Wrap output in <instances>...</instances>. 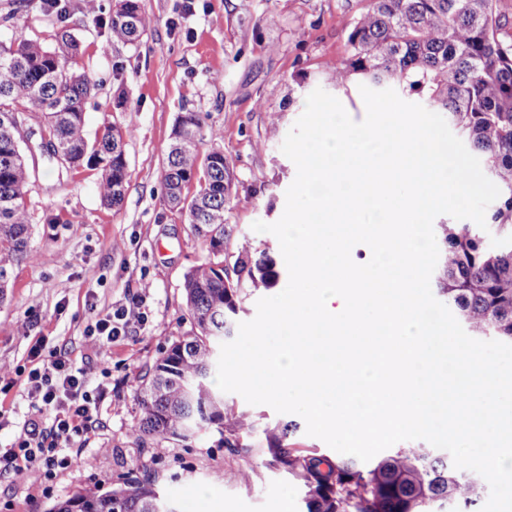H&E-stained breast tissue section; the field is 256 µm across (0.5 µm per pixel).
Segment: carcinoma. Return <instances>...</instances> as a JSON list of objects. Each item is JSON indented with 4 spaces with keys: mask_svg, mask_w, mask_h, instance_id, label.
Here are the masks:
<instances>
[{
    "mask_svg": "<svg viewBox=\"0 0 512 512\" xmlns=\"http://www.w3.org/2000/svg\"><path fill=\"white\" fill-rule=\"evenodd\" d=\"M85 21L107 27L112 40L133 45L152 27L140 0H114L109 13H84ZM496 0H371L350 24L347 56L322 75L338 89L358 77L376 87H395L448 114V123L486 160L500 189L491 222L507 242L483 248L467 224H442L438 290L473 336L512 343V40L498 37ZM80 42L64 31L53 48L18 37L0 43V294L8 287L13 262L27 254L32 214L25 194L40 150L25 153L17 123L43 133L54 147L58 178L82 168L102 171L104 202L120 205L126 190L122 158L127 131L106 125L90 139L85 103L91 83L74 71ZM206 131L200 112H182L166 150L165 201L183 217L207 256L185 275L183 289L192 330L175 341L146 370L136 401L137 440L184 442L215 430L225 447L246 448L256 421L224 401L209 378L217 343L232 335L233 317L252 288L279 280L268 247L257 250L246 238L233 239L224 222L229 174L224 151H201ZM196 185L193 195L185 194ZM235 246V252L228 251ZM296 425L264 431L263 448L305 491V512H475L487 482L452 459L425 448H400L375 465L332 460L288 442ZM142 478L106 490L84 487L49 512H179L160 496L156 478L141 464Z\"/></svg>",
    "mask_w": 512,
    "mask_h": 512,
    "instance_id": "cac0c4a2",
    "label": "carcinoma"
}]
</instances>
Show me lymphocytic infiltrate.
Masks as SVG:
<instances>
[{
    "mask_svg": "<svg viewBox=\"0 0 512 512\" xmlns=\"http://www.w3.org/2000/svg\"><path fill=\"white\" fill-rule=\"evenodd\" d=\"M141 290L128 305L90 326L87 337L92 345L111 347L131 325L143 322L142 295L150 287L145 284ZM31 361L26 386L34 415L24 420L11 447L0 449V473L39 484L56 470L76 465L77 459L69 450L75 438L95 429L100 407L89 389L87 368L75 366L69 357L58 354L42 357L37 349L32 351Z\"/></svg>",
    "mask_w": 512,
    "mask_h": 512,
    "instance_id": "obj_1",
    "label": "lymphocytic infiltrate"
}]
</instances>
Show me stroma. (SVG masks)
Listing matches in <instances>:
<instances>
[{"mask_svg":"<svg viewBox=\"0 0 512 512\" xmlns=\"http://www.w3.org/2000/svg\"><path fill=\"white\" fill-rule=\"evenodd\" d=\"M141 3L155 23L130 46L83 24L81 10L64 25L41 0H26L19 13L13 0H0V35L52 47L65 27L81 40V64L92 79L87 136L110 123L132 129L121 207L103 206L96 170L61 180L55 163L43 161L28 187L30 251L13 265L0 300V448L10 447L17 423L27 416L19 371L32 349L89 368L92 384L105 392L99 425L73 445L79 465L36 486L0 474V512H49L82 487L142 476L144 460L180 512H304L302 487L264 454L261 432L236 452L224 448L215 432L185 443L138 446L133 429L140 379L163 348L189 334L184 276L207 255L180 213L164 202L165 152L178 115L203 113L221 135L231 174L226 223L235 237L278 247L273 234L252 225L275 223L284 212L297 169L281 150L283 139L317 88V75L346 56L345 28L369 0H194L189 12L182 0ZM271 15L277 25L268 24ZM146 282L145 321L111 348L88 344V325L127 304ZM226 399L259 424L296 423L290 442L335 457L325 442L307 435L300 416L249 404L236 393ZM240 468L254 469L252 485L231 480Z\"/></svg>","mask_w":512,"mask_h":512,"instance_id":"1","label":"stroma"}]
</instances>
